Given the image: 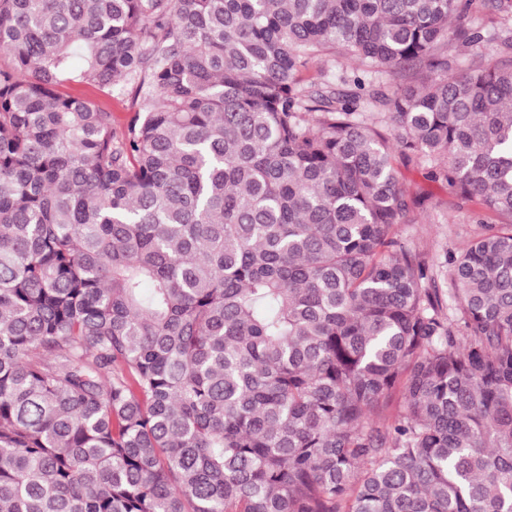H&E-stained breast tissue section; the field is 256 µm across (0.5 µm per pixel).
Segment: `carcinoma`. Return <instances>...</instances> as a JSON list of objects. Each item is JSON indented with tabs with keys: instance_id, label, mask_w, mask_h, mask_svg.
<instances>
[{
	"instance_id": "carcinoma-1",
	"label": "carcinoma",
	"mask_w": 512,
	"mask_h": 512,
	"mask_svg": "<svg viewBox=\"0 0 512 512\" xmlns=\"http://www.w3.org/2000/svg\"><path fill=\"white\" fill-rule=\"evenodd\" d=\"M473 2L0 0V512H512V30L461 69ZM338 52L410 78L309 89ZM122 82L119 132L78 89ZM396 147L497 218L452 318ZM133 98L134 91L129 85L119 95L112 98V101L109 103L119 128H123L126 125L132 112L136 110V107L132 106Z\"/></svg>"
}]
</instances>
